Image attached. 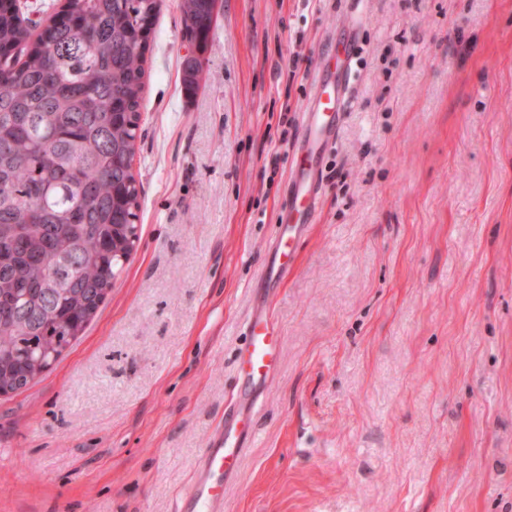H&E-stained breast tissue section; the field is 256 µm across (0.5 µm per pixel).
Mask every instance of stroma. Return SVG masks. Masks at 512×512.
<instances>
[{"instance_id": "stroma-1", "label": "stroma", "mask_w": 512, "mask_h": 512, "mask_svg": "<svg viewBox=\"0 0 512 512\" xmlns=\"http://www.w3.org/2000/svg\"><path fill=\"white\" fill-rule=\"evenodd\" d=\"M178 0L146 63L135 253L0 396V512H178L252 306L281 336L224 512H512V0H221L197 92ZM314 224L260 274L318 70Z\"/></svg>"}]
</instances>
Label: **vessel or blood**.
I'll use <instances>...</instances> for the list:
<instances>
[{"label": "vessel or blood", "mask_w": 512, "mask_h": 512, "mask_svg": "<svg viewBox=\"0 0 512 512\" xmlns=\"http://www.w3.org/2000/svg\"><path fill=\"white\" fill-rule=\"evenodd\" d=\"M334 78L319 79L303 114L304 136L297 149L288 205L277 220L276 250L266 273L282 278L295 263L294 243L303 228L314 221L317 182L311 173L333 142L339 121L330 88ZM244 340L238 350L236 371L245 385L259 388L277 369L280 359L278 331L264 310L258 309L243 324ZM253 413L228 412L224 429L209 442L197 466L196 477L183 496L179 512H224V490L237 477L244 446L255 436Z\"/></svg>", "instance_id": "obj_1"}]
</instances>
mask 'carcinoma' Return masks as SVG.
<instances>
[{"label":"carcinoma","mask_w":512,"mask_h":512,"mask_svg":"<svg viewBox=\"0 0 512 512\" xmlns=\"http://www.w3.org/2000/svg\"><path fill=\"white\" fill-rule=\"evenodd\" d=\"M162 0H65L31 39L0 0V390L16 392L76 342L112 292L137 230L134 156L149 38ZM218 0H179L198 89Z\"/></svg>","instance_id":"1"}]
</instances>
